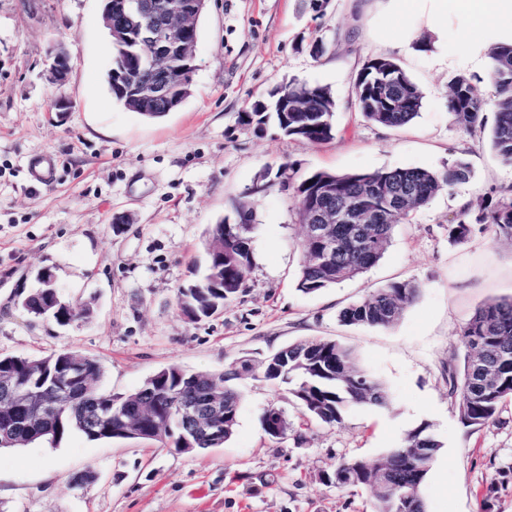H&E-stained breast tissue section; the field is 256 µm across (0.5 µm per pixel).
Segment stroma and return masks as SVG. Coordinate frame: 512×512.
<instances>
[{
	"label": "stroma",
	"instance_id": "stroma-1",
	"mask_svg": "<svg viewBox=\"0 0 512 512\" xmlns=\"http://www.w3.org/2000/svg\"><path fill=\"white\" fill-rule=\"evenodd\" d=\"M102 0H0V356L39 359L68 349L97 359L101 389L125 396L160 369L221 371L302 339L354 348L387 386L389 408L355 406L342 423L308 420L285 387L245 376L239 422L223 447L178 453L137 440H92L73 430L57 444L0 451V512H371L364 488L321 480L344 458H373L429 421L442 443L422 496L427 512H512V401L494 423L463 427L448 397V369L461 367V325L482 303L512 295V248L478 234L448 239L462 200L512 189V167L490 144L492 108L472 131L448 115V82L487 80L482 45L449 20L442 42L399 12L397 0H208L198 21L190 96L150 120L116 102L105 82L113 48ZM408 41H401L402 31ZM323 39L326 53L310 54ZM71 69L52 84L49 54ZM394 58L421 88L418 117L400 129L366 122L352 86L364 61ZM291 82L329 86L335 137L322 145L241 125L240 112ZM65 97L69 109L57 111ZM47 155L52 178L30 162ZM471 165L469 183L437 194L399 225L380 262L333 288L296 287L300 227L296 200L272 187L255 205V265L245 294L198 323L185 320L177 291L205 260L208 225L266 171L443 169ZM129 221L115 225L116 216ZM51 269L62 298L92 302L93 315L61 326L21 301ZM422 283L419 299L387 329L347 326L338 314L396 280ZM280 407L291 429L269 438L261 416ZM92 471L76 485L74 475Z\"/></svg>",
	"mask_w": 512,
	"mask_h": 512
}]
</instances>
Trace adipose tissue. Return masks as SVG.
Wrapping results in <instances>:
<instances>
[{
	"mask_svg": "<svg viewBox=\"0 0 512 512\" xmlns=\"http://www.w3.org/2000/svg\"><path fill=\"white\" fill-rule=\"evenodd\" d=\"M402 14L435 33H443L449 16L462 18L467 31L483 34L491 17L512 14V0H398Z\"/></svg>",
	"mask_w": 512,
	"mask_h": 512,
	"instance_id": "obj_1",
	"label": "adipose tissue"
}]
</instances>
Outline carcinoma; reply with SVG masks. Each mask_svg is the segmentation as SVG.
<instances>
[{
	"label": "carcinoma",
	"instance_id": "carcinoma-1",
	"mask_svg": "<svg viewBox=\"0 0 512 512\" xmlns=\"http://www.w3.org/2000/svg\"><path fill=\"white\" fill-rule=\"evenodd\" d=\"M138 25L129 28V38H112V97L127 109L149 119H160L179 107L191 94V77L173 85L164 96L136 103L128 90L142 65L137 42ZM493 100L465 74L448 82V111L454 125L471 130L483 109L492 105L495 122L491 142L499 159L512 165V40L485 50ZM353 92L363 118L377 126L400 128L413 121L422 107L423 92L402 66L392 58L367 60L353 83ZM336 102L324 85L288 84V105L254 102L239 116L242 125L264 130L275 120L285 136L321 145L334 138ZM470 164L458 158L440 171L421 168H390L373 172L336 173L315 171L300 174L293 167L276 174L282 190L297 201L298 223L308 222L310 213L321 209L331 216L326 235L311 239L302 234L298 290L310 294L332 288L366 273L384 256L395 228L410 222L441 191L465 184L472 178ZM363 216V223L348 224L341 214L348 208ZM252 224L225 218L209 225L211 239L224 240V251L207 253L203 277L193 286L178 290L177 305L190 321L208 319L224 310V304L247 288L254 266ZM490 233L495 241L512 243V195L502 194L467 203L455 223L448 225V238L463 243L477 233ZM422 285L415 279L394 281L371 291L363 299L344 307L340 320L347 325L389 328L406 307L419 296ZM63 303L59 293L37 288L28 295L27 312L38 317L54 315L49 303ZM465 349L462 372L448 369V397L454 402L460 422L480 428L497 420L503 404L512 400V296L479 306L459 332ZM258 372L272 383L285 385L303 413L327 425L343 420L353 406L386 408L390 397L384 385L358 363L354 351L334 340L308 338L289 344L258 359L246 358L222 372L189 373L178 365L165 367L135 392L115 399L95 383L102 376L100 363L89 356L60 350L47 357L31 359L0 356V377L10 376L53 388L79 376L94 383L75 403L49 420L41 419L37 407L0 410L5 419H28L36 423L34 434L13 440L0 436V449L26 446L46 440L60 441L78 430L91 440L125 437L132 422L138 424L139 438L154 440L163 447L181 450L182 423L171 425L172 433H159L150 413L165 409L167 397L199 396L217 385L214 394L224 407L223 416L212 431L193 439L195 448H217L232 438L238 425L243 395L229 382ZM111 406L110 413L90 431L81 418L87 408ZM270 406L261 417L265 433L284 437L290 428L287 417L270 422ZM443 445L433 424L422 421L409 431L403 442L374 459L344 458L322 480L338 488L364 487L372 497V512H425L422 488L431 464Z\"/></svg>",
	"mask_w": 512,
	"mask_h": 512
}]
</instances>
